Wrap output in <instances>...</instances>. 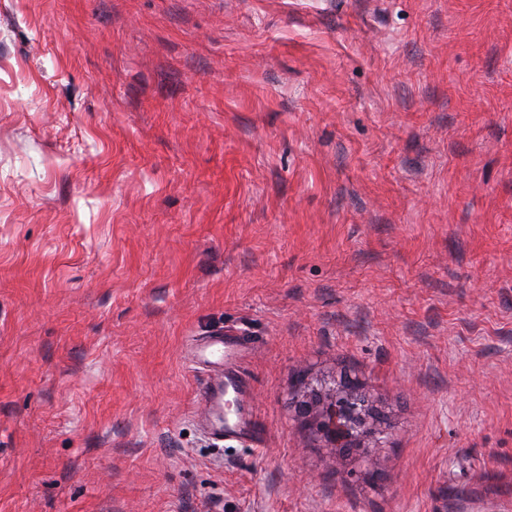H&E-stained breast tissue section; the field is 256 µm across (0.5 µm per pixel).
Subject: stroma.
Returning <instances> with one entry per match:
<instances>
[{"label":"stroma","instance_id":"stroma-1","mask_svg":"<svg viewBox=\"0 0 512 512\" xmlns=\"http://www.w3.org/2000/svg\"><path fill=\"white\" fill-rule=\"evenodd\" d=\"M245 333L261 451L189 337ZM360 382L336 453L295 403ZM512 512V0H0V512Z\"/></svg>","mask_w":512,"mask_h":512}]
</instances>
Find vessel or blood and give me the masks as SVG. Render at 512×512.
<instances>
[{
  "label": "vessel or blood",
  "mask_w": 512,
  "mask_h": 512,
  "mask_svg": "<svg viewBox=\"0 0 512 512\" xmlns=\"http://www.w3.org/2000/svg\"><path fill=\"white\" fill-rule=\"evenodd\" d=\"M248 345V340L237 332L218 331L193 345L191 356L208 374L199 391L208 409L202 421L204 432L217 442L234 438L257 447L262 443L264 427L249 402L250 380L240 364ZM229 393L238 399L237 408L230 416L224 413V397Z\"/></svg>",
  "instance_id": "vessel-or-blood-1"
}]
</instances>
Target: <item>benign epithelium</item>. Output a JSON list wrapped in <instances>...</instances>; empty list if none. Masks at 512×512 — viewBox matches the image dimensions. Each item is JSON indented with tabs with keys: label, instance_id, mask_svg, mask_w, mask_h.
<instances>
[{
	"label": "benign epithelium",
	"instance_id": "7a95c632",
	"mask_svg": "<svg viewBox=\"0 0 512 512\" xmlns=\"http://www.w3.org/2000/svg\"><path fill=\"white\" fill-rule=\"evenodd\" d=\"M364 395L357 383L331 390L313 389L299 401V412L315 415L318 429L340 453H348L355 441L375 429L362 410Z\"/></svg>",
	"mask_w": 512,
	"mask_h": 512
}]
</instances>
